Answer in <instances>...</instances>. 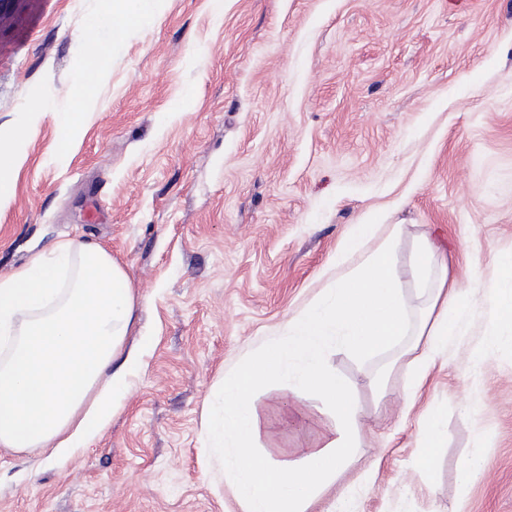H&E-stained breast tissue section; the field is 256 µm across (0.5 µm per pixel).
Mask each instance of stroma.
<instances>
[{
  "instance_id": "1",
  "label": "stroma",
  "mask_w": 512,
  "mask_h": 512,
  "mask_svg": "<svg viewBox=\"0 0 512 512\" xmlns=\"http://www.w3.org/2000/svg\"><path fill=\"white\" fill-rule=\"evenodd\" d=\"M112 0H0V127L22 159L0 209V276L64 240L92 241L138 299L127 345L151 340L111 426L65 464L0 447V512H241L204 428L226 370L326 283L369 214L448 256L470 325L414 406L397 350L330 363L361 408L359 512H512V346L489 347L484 290L512 251V0H157L105 75ZM94 88L58 157L50 99ZM482 353V373L468 360ZM390 368L387 387L368 374ZM447 418L434 478L414 467L429 408ZM484 465L467 487L460 460Z\"/></svg>"
}]
</instances>
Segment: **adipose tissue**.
I'll return each instance as SVG.
<instances>
[{
  "mask_svg": "<svg viewBox=\"0 0 512 512\" xmlns=\"http://www.w3.org/2000/svg\"><path fill=\"white\" fill-rule=\"evenodd\" d=\"M154 0H112L111 39L98 42L82 68L103 73L132 20L154 17ZM375 217L362 218L344 241L324 288L261 346L225 371L220 400L205 422L224 458V484L242 512H309L354 462L360 407L331 367L343 351L368 357L424 338L409 362L406 398L415 402L430 368L448 358L463 335L468 301L449 279L448 262L429 235L418 238L413 269L421 287L410 307L396 274L400 225L376 239ZM356 266H348L351 256ZM489 311L495 344L512 343V252L492 266ZM136 295L123 267L94 242L59 243L25 267L0 277V447L39 448L63 462L89 447L121 407L137 356L125 350ZM319 416L317 442L282 449L275 420L285 413ZM445 416L432 409L421 429L416 469L433 476Z\"/></svg>",
  "mask_w": 512,
  "mask_h": 512,
  "instance_id": "adipose-tissue-1",
  "label": "adipose tissue"
}]
</instances>
